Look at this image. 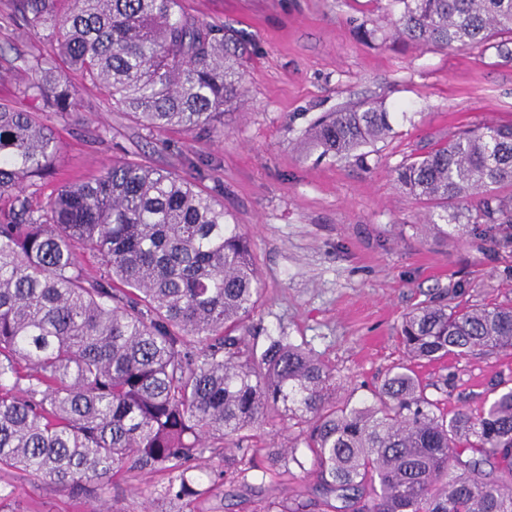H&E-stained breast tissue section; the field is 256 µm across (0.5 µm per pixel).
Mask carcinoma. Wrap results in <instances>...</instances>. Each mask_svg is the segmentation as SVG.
I'll list each match as a JSON object with an SVG mask.
<instances>
[{
  "instance_id": "cac0c4a2",
  "label": "carcinoma",
  "mask_w": 512,
  "mask_h": 512,
  "mask_svg": "<svg viewBox=\"0 0 512 512\" xmlns=\"http://www.w3.org/2000/svg\"><path fill=\"white\" fill-rule=\"evenodd\" d=\"M399 37L512 55V0H396ZM13 20L50 43L20 58L34 77L0 103V472L22 470L97 492L125 469L170 474L169 499L200 495L190 462L209 441L243 450L250 431L293 421L316 492L334 512H512V386L479 412L441 410L413 364L512 350V304L431 300L405 313L407 362L381 386L336 400V370L288 336L259 346L246 321L260 281L224 201L180 175L132 162L60 186L59 142L38 112L77 111L76 73L150 131L208 136L243 96L244 45L181 0H12ZM389 112L365 103L311 124L325 155L384 138ZM415 199L442 209L462 240L492 252L512 229V125L453 135L395 169ZM100 257L91 272L77 252ZM262 470L304 467L270 448ZM234 454L224 475L248 488ZM341 502L336 506L331 500ZM255 512H307L261 495Z\"/></svg>"
}]
</instances>
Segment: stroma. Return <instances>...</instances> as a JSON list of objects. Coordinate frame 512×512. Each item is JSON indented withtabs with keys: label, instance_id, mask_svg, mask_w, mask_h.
Returning a JSON list of instances; mask_svg holds the SVG:
<instances>
[{
	"label": "stroma",
	"instance_id": "obj_1",
	"mask_svg": "<svg viewBox=\"0 0 512 512\" xmlns=\"http://www.w3.org/2000/svg\"><path fill=\"white\" fill-rule=\"evenodd\" d=\"M201 21L242 34L245 90L227 111L223 134L156 132L112 108L91 85L73 78L78 116L43 113L59 141L47 198L63 181L94 177L113 160L205 173L201 187L223 199L231 223L250 240L262 294L249 319L258 342L288 336L336 370V396L383 382L404 356V313L433 297L460 303L512 302V245L489 254L416 232L433 209L400 189L394 170L466 128L512 124V56L475 47H419L393 36L394 0H182ZM375 30L363 39L361 29ZM371 100L390 114L391 130L368 156L338 160L308 149L306 133L326 112ZM463 293H456L457 284ZM415 370L429 398L453 412L479 411L499 381L512 380V350ZM454 374L455 387L435 382ZM298 448L299 431L279 421L249 441V457L269 446ZM205 493L192 512H253V494L224 484L221 449L198 461ZM169 476L128 470L100 492L110 512H178L165 496ZM13 489V512H88L72 491L25 471L0 474ZM316 477L290 466L267 472L264 494L313 500ZM312 512H323L316 505Z\"/></svg>",
	"mask_w": 512,
	"mask_h": 512
}]
</instances>
